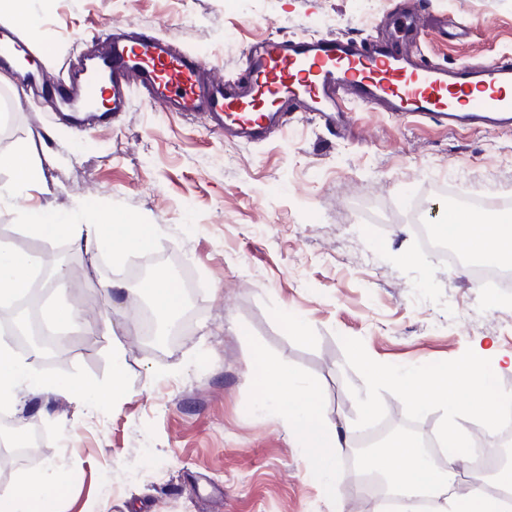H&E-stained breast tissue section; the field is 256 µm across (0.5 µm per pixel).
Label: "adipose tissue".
<instances>
[{
	"label": "adipose tissue",
	"mask_w": 512,
	"mask_h": 512,
	"mask_svg": "<svg viewBox=\"0 0 512 512\" xmlns=\"http://www.w3.org/2000/svg\"><path fill=\"white\" fill-rule=\"evenodd\" d=\"M52 163L48 156L34 163L27 152H1L0 170L9 171L12 179L0 184V205H5L15 196L44 188L43 171ZM445 221L455 226L456 239L464 251L497 263L512 260V223L482 221L461 215L446 216ZM23 227L49 246L58 238L65 237L85 251L109 249L116 254L138 248L156 232L155 227L133 224L109 207L97 210L89 223L73 224L63 215L37 206L25 213ZM44 265V253L22 255L9 244L0 242L1 311L14 307L16 297L35 281ZM489 354V349L480 346L470 358L456 363L451 370L428 378L405 377L404 384L412 401L424 406L431 401L463 398L473 414L493 418L496 409L507 403L508 398L487 387L483 361ZM263 373L267 380L276 384L274 390L268 391L267 399L277 406L287 430L302 433L304 448L317 468L321 473L332 474L337 455L350 445L355 425L347 423L340 426L330 422L321 411L316 389L296 387L290 377L282 373L279 364L265 363ZM113 376L111 392L92 396L81 386L34 372L27 362L16 357L7 344H0L1 404L14 402L21 394L37 390L45 394L64 392L72 400L90 399L99 405L108 400L110 394L123 390L121 365H114ZM445 445L447 453L439 467L422 461L416 443L404 440L384 449L378 456L364 458L362 468L367 472L378 471L388 484L396 487L405 512H410L413 499L450 497L459 476L457 460L469 446L464 429L457 425L446 427ZM46 485L43 479L30 480L19 487L1 491L0 512H48L43 495ZM469 501L474 504L475 512H512V468L499 471L490 483L477 479Z\"/></svg>",
	"instance_id": "ef3b65f1"
}]
</instances>
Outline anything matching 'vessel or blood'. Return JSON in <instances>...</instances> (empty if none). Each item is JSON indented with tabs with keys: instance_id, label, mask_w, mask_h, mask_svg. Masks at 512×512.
<instances>
[{
	"instance_id": "b4317fda",
	"label": "vessel or blood",
	"mask_w": 512,
	"mask_h": 512,
	"mask_svg": "<svg viewBox=\"0 0 512 512\" xmlns=\"http://www.w3.org/2000/svg\"><path fill=\"white\" fill-rule=\"evenodd\" d=\"M26 45L0 27V69ZM248 78L228 82L173 37L106 24L101 47L82 54L48 103L77 127L102 129L128 111L133 91L166 112L203 116L211 129L243 143L264 138L286 112L335 113L347 127L346 102L441 126L512 129V59L478 67L417 62L406 36L369 52L342 36L270 37L248 53Z\"/></svg>"
}]
</instances>
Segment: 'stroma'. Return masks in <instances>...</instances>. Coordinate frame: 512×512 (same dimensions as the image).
Segmentation results:
<instances>
[{"label": "stroma", "instance_id": "obj_1", "mask_svg": "<svg viewBox=\"0 0 512 512\" xmlns=\"http://www.w3.org/2000/svg\"><path fill=\"white\" fill-rule=\"evenodd\" d=\"M34 8L37 23L23 35L57 82L110 22L174 36L227 78L244 74L258 39L344 35L365 44L402 29L414 10L448 21L447 37L411 36L426 63L512 57V0H35ZM1 104L0 152L48 153L55 163L46 191L0 210V240L32 251L42 241L20 230L23 209L68 213L78 199L160 233L118 266L110 250L88 254L65 237L53 244L52 255L68 259L66 299L88 331L72 334L51 374L108 391L118 355L124 390L101 409L38 393L0 407L12 434L42 440L34 457L0 463V491L52 471L61 478L52 512H379L352 492L355 461L340 456L328 488L276 411L263 408L267 359L317 386L323 413L356 423V439L394 420L430 449L455 421L471 445L497 447L488 422L460 403L416 407L396 381L441 371L479 344L512 359V293L490 301L465 269L422 249L410 214L441 204L442 185L512 195V132L452 131L355 104L346 131L291 113L268 139L243 143L138 96L93 133L37 111L13 80L0 81ZM365 207L383 224L364 223ZM172 266L187 318L171 345L151 349L132 332L145 299L139 286ZM115 279L129 285L116 304L102 292ZM377 366L387 375L375 383Z\"/></svg>", "mask_w": 512, "mask_h": 512}]
</instances>
